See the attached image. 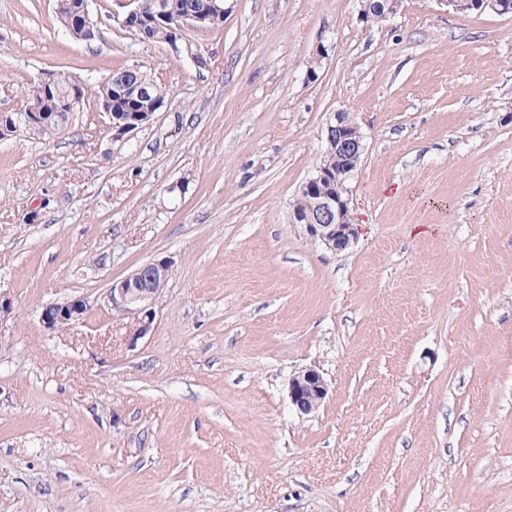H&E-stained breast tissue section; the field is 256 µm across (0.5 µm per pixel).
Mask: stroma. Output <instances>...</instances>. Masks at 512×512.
<instances>
[{"mask_svg":"<svg viewBox=\"0 0 512 512\" xmlns=\"http://www.w3.org/2000/svg\"><path fill=\"white\" fill-rule=\"evenodd\" d=\"M56 7L0 0V110L122 67L167 95L130 135L92 99L0 139V512H512V15L224 0L186 53L120 0H91L90 42ZM339 112L365 152L335 253L292 216ZM160 259L131 340L110 289ZM86 311L85 301L77 299L65 304L47 305L43 308L40 319L46 329L55 331L79 323ZM329 387L324 377L314 369L296 374L289 383L291 405L300 415L315 412L328 395Z\"/></svg>","mask_w":512,"mask_h":512,"instance_id":"obj_1","label":"stroma"}]
</instances>
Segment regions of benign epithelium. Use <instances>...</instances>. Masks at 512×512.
Masks as SVG:
<instances>
[{
  "label": "benign epithelium",
  "mask_w": 512,
  "mask_h": 512,
  "mask_svg": "<svg viewBox=\"0 0 512 512\" xmlns=\"http://www.w3.org/2000/svg\"><path fill=\"white\" fill-rule=\"evenodd\" d=\"M133 4L123 19V25L129 26L134 17L148 9L155 16L158 27H167L163 40L171 47H177V39L187 30H204L209 15L224 10L223 0H209L205 8L197 13L183 16L179 21L170 23L163 0H129ZM481 10L498 15L512 13V0H479ZM56 14L67 29L78 27L84 39L93 40L98 34V20L89 9V0H57ZM129 75H109L103 82L107 93L102 100V109L109 116L116 135L123 136L142 128L143 117L140 114L119 116L112 111V87H123L128 83ZM65 93H60L62 87ZM80 84L69 77L50 78L36 87L31 102L17 112L0 113V136L5 138L21 131L36 130L48 123V113L38 105L39 100L55 97L58 111H71L80 103ZM324 154L336 156V168L317 166L315 171L301 186L300 196L314 194L321 184L331 183L336 189L322 195L316 204V211L304 223V230L314 241L327 249L340 252L354 243L356 229L349 218V187L353 167L343 164L344 159H356L364 153L363 134L358 124L339 112L329 123L325 134ZM169 264L165 260H154L141 265L135 272L112 285L110 300L112 308L117 309L136 320L137 336L145 335L154 320V305L165 287ZM87 311L85 301L72 300L65 304H53L43 308L40 319L43 326L51 331L72 326L83 320ZM329 387L324 377L314 369L296 374L289 383L288 395L291 405L301 415L315 412L328 395Z\"/></svg>",
  "instance_id": "benign-epithelium-1"
}]
</instances>
